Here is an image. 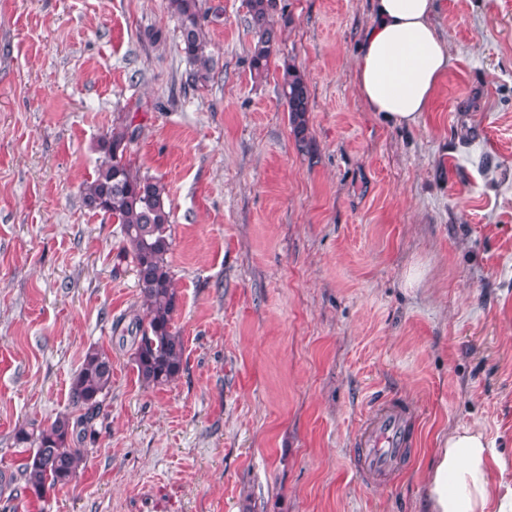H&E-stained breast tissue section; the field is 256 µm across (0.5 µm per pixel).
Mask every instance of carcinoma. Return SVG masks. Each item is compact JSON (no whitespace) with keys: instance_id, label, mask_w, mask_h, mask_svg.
Returning a JSON list of instances; mask_svg holds the SVG:
<instances>
[{"instance_id":"1","label":"carcinoma","mask_w":512,"mask_h":512,"mask_svg":"<svg viewBox=\"0 0 512 512\" xmlns=\"http://www.w3.org/2000/svg\"><path fill=\"white\" fill-rule=\"evenodd\" d=\"M202 0H168L169 9L180 21L182 50L194 67L192 77L207 80L212 58L206 51V39L200 22ZM249 26L255 41L250 49L254 76L261 78L280 39L272 16L276 0H246ZM282 97L288 110L292 134L299 147L308 140L307 112L310 89L305 76L293 65L284 69ZM140 126L123 121L112 126L99 139V160L94 177L82 191V204L92 212L103 213L120 225L131 257L143 315L133 319V361L139 380L150 386L173 381L183 369L184 341L174 323L177 291L169 271L172 211L166 203L165 186L143 175L127 158L130 145L138 137ZM112 388V358L102 348H92L84 356L73 377L70 395L81 414L57 416L50 424L16 428L14 444L32 448L17 469L19 494L44 499L47 494L71 483L84 458L80 445L94 438V421L102 397Z\"/></svg>"}]
</instances>
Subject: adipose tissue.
<instances>
[{
	"instance_id": "adipose-tissue-1",
	"label": "adipose tissue",
	"mask_w": 512,
	"mask_h": 512,
	"mask_svg": "<svg viewBox=\"0 0 512 512\" xmlns=\"http://www.w3.org/2000/svg\"><path fill=\"white\" fill-rule=\"evenodd\" d=\"M435 0H373L356 65L369 110L396 126L428 112L448 68V48L432 24ZM503 460L478 429L450 431L429 467L427 512H512V489L497 493L492 466Z\"/></svg>"
}]
</instances>
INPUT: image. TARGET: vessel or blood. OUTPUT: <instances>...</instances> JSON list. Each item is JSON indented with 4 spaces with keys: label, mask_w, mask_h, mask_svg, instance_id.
Wrapping results in <instances>:
<instances>
[{
    "label": "vessel or blood",
    "mask_w": 512,
    "mask_h": 512,
    "mask_svg": "<svg viewBox=\"0 0 512 512\" xmlns=\"http://www.w3.org/2000/svg\"><path fill=\"white\" fill-rule=\"evenodd\" d=\"M417 418L405 404L377 401L374 415L362 425L353 457L361 477L391 481L409 453Z\"/></svg>",
    "instance_id": "1"
}]
</instances>
